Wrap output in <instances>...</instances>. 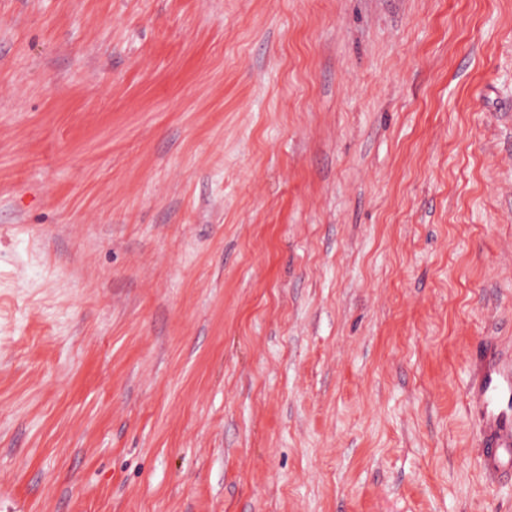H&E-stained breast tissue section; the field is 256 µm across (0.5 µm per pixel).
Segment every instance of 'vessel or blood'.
I'll use <instances>...</instances> for the list:
<instances>
[{"mask_svg": "<svg viewBox=\"0 0 512 512\" xmlns=\"http://www.w3.org/2000/svg\"><path fill=\"white\" fill-rule=\"evenodd\" d=\"M470 387L480 405L485 428L483 465L495 471L504 462L512 463V412L501 406L504 398L512 396V373L481 369Z\"/></svg>", "mask_w": 512, "mask_h": 512, "instance_id": "1", "label": "vessel or blood"}]
</instances>
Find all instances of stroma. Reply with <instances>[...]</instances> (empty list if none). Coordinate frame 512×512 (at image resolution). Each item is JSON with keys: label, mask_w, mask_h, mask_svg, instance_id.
Here are the masks:
<instances>
[{"label": "stroma", "mask_w": 512, "mask_h": 512, "mask_svg": "<svg viewBox=\"0 0 512 512\" xmlns=\"http://www.w3.org/2000/svg\"><path fill=\"white\" fill-rule=\"evenodd\" d=\"M512 0H0V512H512ZM470 388L480 405L485 428L483 442V465L489 471L498 470L507 455V464L512 463V415L501 407L504 398L510 403L512 374L509 371L485 368L472 377Z\"/></svg>", "instance_id": "stroma-1"}]
</instances>
